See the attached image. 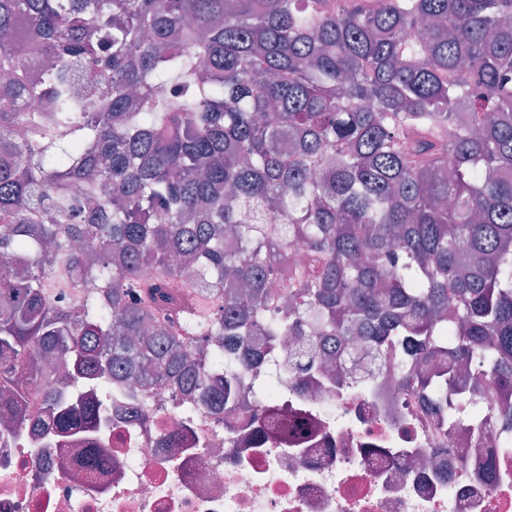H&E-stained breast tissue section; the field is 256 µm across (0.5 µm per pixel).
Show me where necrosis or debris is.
I'll list each match as a JSON object with an SVG mask.
<instances>
[{
	"label": "necrosis or debris",
	"mask_w": 512,
	"mask_h": 512,
	"mask_svg": "<svg viewBox=\"0 0 512 512\" xmlns=\"http://www.w3.org/2000/svg\"><path fill=\"white\" fill-rule=\"evenodd\" d=\"M229 419L163 382L120 386L112 423L70 438L0 429V512H512V452L499 434L448 430L388 367L372 395L323 379L276 383L267 405L314 425L255 439L252 382ZM149 422L125 417L130 406ZM107 462L85 472L84 460Z\"/></svg>",
	"instance_id": "necrosis-or-debris-1"
}]
</instances>
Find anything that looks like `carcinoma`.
Here are the masks:
<instances>
[{
  "label": "carcinoma",
  "instance_id": "1",
  "mask_svg": "<svg viewBox=\"0 0 512 512\" xmlns=\"http://www.w3.org/2000/svg\"><path fill=\"white\" fill-rule=\"evenodd\" d=\"M0 256L4 428L32 391L59 436L107 423L112 377L222 415L242 368L261 397L327 376L355 330L512 448V0H0ZM471 376L507 400L475 409Z\"/></svg>",
  "mask_w": 512,
  "mask_h": 512
}]
</instances>
